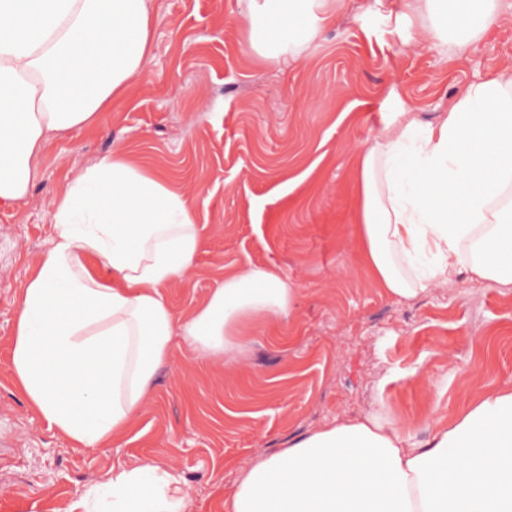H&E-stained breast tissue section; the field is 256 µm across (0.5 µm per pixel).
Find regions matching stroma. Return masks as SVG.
I'll list each match as a JSON object with an SVG mask.
<instances>
[{"mask_svg": "<svg viewBox=\"0 0 512 512\" xmlns=\"http://www.w3.org/2000/svg\"><path fill=\"white\" fill-rule=\"evenodd\" d=\"M247 0H155L145 76L87 128L56 136L30 194L0 209V512H68L89 484L149 456L192 512H225L237 468L336 419L375 415L428 439L434 421L512 385V287L440 286L404 300L368 277L351 235L359 149L404 108L431 122L467 86L512 67V10L470 47L441 48L401 0H347L297 60L246 53ZM131 153L196 203L204 239L166 291L180 313L225 269L276 266L296 309L252 336L233 369L173 348L120 445L75 448L16 388L20 294L51 246L56 197L103 156Z\"/></svg>", "mask_w": 512, "mask_h": 512, "instance_id": "1", "label": "stroma"}]
</instances>
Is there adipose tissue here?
I'll return each mask as SVG.
<instances>
[{
	"instance_id": "ef3b65f1",
	"label": "adipose tissue",
	"mask_w": 512,
	"mask_h": 512,
	"mask_svg": "<svg viewBox=\"0 0 512 512\" xmlns=\"http://www.w3.org/2000/svg\"><path fill=\"white\" fill-rule=\"evenodd\" d=\"M249 52L295 60L346 0H249ZM425 30L474 43L499 0H403ZM154 0H0V208L24 201L57 133L91 124L151 62ZM352 232L377 287L404 299L459 281L512 283V70L437 121L395 113L356 160ZM55 237L16 316L11 371L77 448L121 441L173 342L240 353L299 290L270 266L227 272L190 315L164 298L204 227L192 198L116 151L55 203ZM228 512H512V386L413 442L375 416L338 419L241 466ZM181 474L145 457L88 485L71 512H190Z\"/></svg>"
}]
</instances>
